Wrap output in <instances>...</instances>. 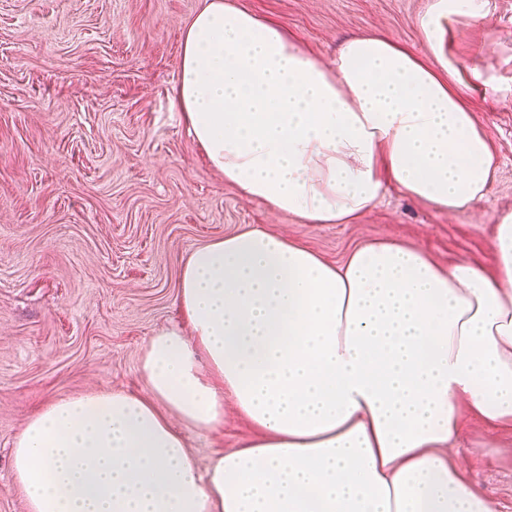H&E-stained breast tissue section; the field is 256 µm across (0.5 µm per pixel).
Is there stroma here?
Returning a JSON list of instances; mask_svg holds the SVG:
<instances>
[{
	"label": "stroma",
	"mask_w": 512,
	"mask_h": 512,
	"mask_svg": "<svg viewBox=\"0 0 512 512\" xmlns=\"http://www.w3.org/2000/svg\"><path fill=\"white\" fill-rule=\"evenodd\" d=\"M277 22L317 62L381 33L446 75L495 146L487 197L454 215L387 191L349 224H305L243 197L207 163L173 102L183 33L202 0H0V512H27L10 449L28 417L91 390L144 393L143 348L184 325L181 267L196 247L257 226L326 261L392 239L439 264L493 268L512 212V0H474L436 57L419 25L433 0H235ZM481 78H474L473 68ZM457 461L512 512V431L462 416ZM251 433L190 431L199 467Z\"/></svg>",
	"instance_id": "obj_1"
}]
</instances>
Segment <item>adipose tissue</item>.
<instances>
[{"label":"adipose tissue","instance_id":"1","mask_svg":"<svg viewBox=\"0 0 512 512\" xmlns=\"http://www.w3.org/2000/svg\"><path fill=\"white\" fill-rule=\"evenodd\" d=\"M419 24L442 55L449 16ZM187 131L244 197L309 224H345L386 186L456 214L483 200L496 151L460 92L384 35L332 66L279 25L207 0L173 88ZM496 274L441 266L392 240L340 263L260 228L193 250L178 328L147 343L145 395L46 403L14 442L28 512H495L454 462L460 407L512 429V213ZM253 434L199 469L190 430Z\"/></svg>","mask_w":512,"mask_h":512}]
</instances>
